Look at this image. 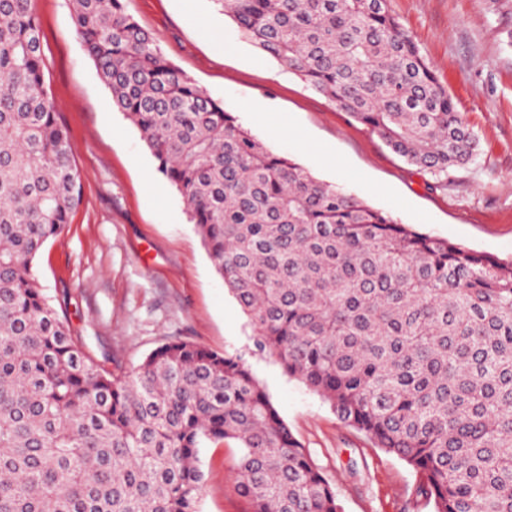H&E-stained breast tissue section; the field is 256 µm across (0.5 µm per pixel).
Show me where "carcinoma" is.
I'll list each match as a JSON object with an SVG mask.
<instances>
[{"instance_id": "1", "label": "carcinoma", "mask_w": 512, "mask_h": 512, "mask_svg": "<svg viewBox=\"0 0 512 512\" xmlns=\"http://www.w3.org/2000/svg\"><path fill=\"white\" fill-rule=\"evenodd\" d=\"M125 0H72L112 103L187 205L254 346L415 473L432 512H512V262L434 237L272 152ZM422 174L476 137L389 0H215ZM36 0H0V512H197L206 441L250 512H342L238 355L182 339L113 371L33 266L81 201Z\"/></svg>"}]
</instances>
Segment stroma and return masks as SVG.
I'll list each match as a JSON object with an SVG mask.
<instances>
[{"mask_svg":"<svg viewBox=\"0 0 512 512\" xmlns=\"http://www.w3.org/2000/svg\"><path fill=\"white\" fill-rule=\"evenodd\" d=\"M164 56L271 151L367 199L420 231L512 259V0H390L478 139L475 159L432 187L361 124L307 89L287 67L238 35L217 0H126ZM53 100L80 172L81 203L35 264L51 301L109 366L134 370L162 343L183 339L240 355L343 512H431L415 475L344 423L276 359L257 352L247 318L224 283L172 184L112 96L76 36L70 0H39ZM290 130L273 134L262 113ZM198 512H249L237 490L234 443L204 442Z\"/></svg>","mask_w":512,"mask_h":512,"instance_id":"1","label":"stroma"}]
</instances>
